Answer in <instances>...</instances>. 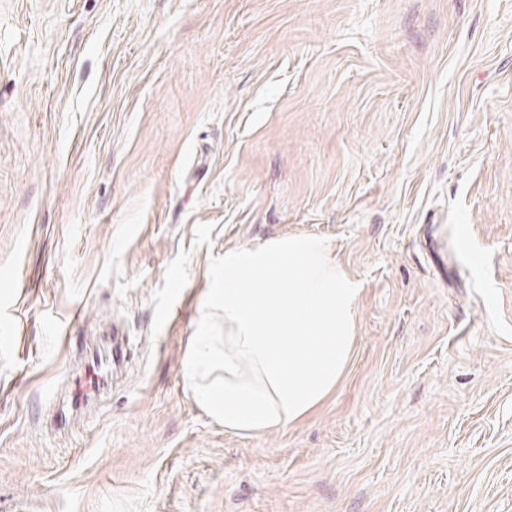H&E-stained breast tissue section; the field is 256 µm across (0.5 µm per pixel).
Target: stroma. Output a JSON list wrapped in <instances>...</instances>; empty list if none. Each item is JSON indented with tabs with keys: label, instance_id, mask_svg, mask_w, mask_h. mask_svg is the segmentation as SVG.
<instances>
[{
	"label": "stroma",
	"instance_id": "1",
	"mask_svg": "<svg viewBox=\"0 0 512 512\" xmlns=\"http://www.w3.org/2000/svg\"><path fill=\"white\" fill-rule=\"evenodd\" d=\"M288 237L358 283L353 351L228 432L203 295ZM1 267L0 512H512V0H0ZM101 362L87 363L83 373L71 377L69 383V402L72 410L87 407L98 395L103 382Z\"/></svg>",
	"mask_w": 512,
	"mask_h": 512
}]
</instances>
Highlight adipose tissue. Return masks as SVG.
Returning a JSON list of instances; mask_svg holds the SVG:
<instances>
[{
    "label": "adipose tissue",
    "instance_id": "1",
    "mask_svg": "<svg viewBox=\"0 0 512 512\" xmlns=\"http://www.w3.org/2000/svg\"><path fill=\"white\" fill-rule=\"evenodd\" d=\"M360 290L312 238L226 252L183 363L193 398L225 429H284L335 387Z\"/></svg>",
    "mask_w": 512,
    "mask_h": 512
}]
</instances>
